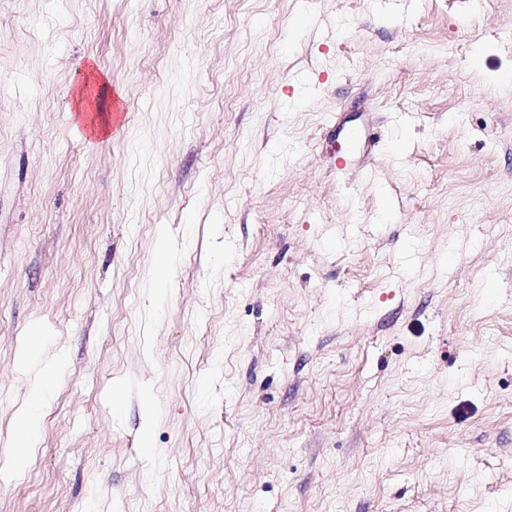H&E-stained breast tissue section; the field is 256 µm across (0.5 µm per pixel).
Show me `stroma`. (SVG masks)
Listing matches in <instances>:
<instances>
[{"label":"stroma","mask_w":512,"mask_h":512,"mask_svg":"<svg viewBox=\"0 0 512 512\" xmlns=\"http://www.w3.org/2000/svg\"><path fill=\"white\" fill-rule=\"evenodd\" d=\"M506 73L512 0H0V512H512ZM345 138L352 142L358 143L357 151L351 155L336 156L333 157V167L336 169V173L346 174L354 170L353 159L356 155L362 154V157H368L371 148L372 141L367 133L366 128H362V134L360 135L357 130H349L345 132ZM54 370V365L45 368L36 385L32 400L18 415V429L12 446L15 463L18 467L24 465L28 448L31 447L32 441L37 436L42 400L53 388Z\"/></svg>","instance_id":"1"}]
</instances>
